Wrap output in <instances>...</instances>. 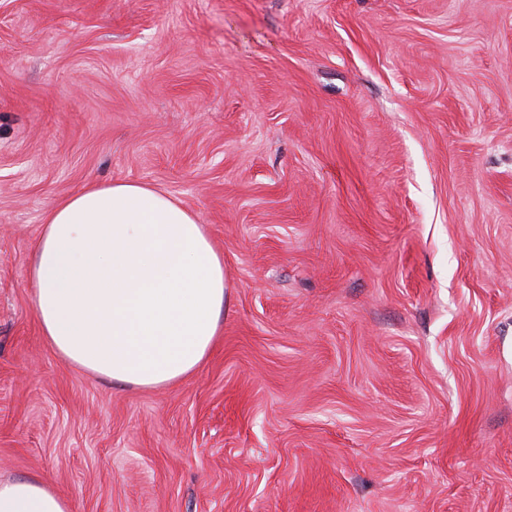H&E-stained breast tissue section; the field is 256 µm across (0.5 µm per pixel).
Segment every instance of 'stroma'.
<instances>
[{"mask_svg":"<svg viewBox=\"0 0 512 512\" xmlns=\"http://www.w3.org/2000/svg\"><path fill=\"white\" fill-rule=\"evenodd\" d=\"M166 191L229 307L176 385L41 336L47 211ZM72 512H512V0H0V478Z\"/></svg>","mask_w":512,"mask_h":512,"instance_id":"35a3bbf8","label":"stroma"}]
</instances>
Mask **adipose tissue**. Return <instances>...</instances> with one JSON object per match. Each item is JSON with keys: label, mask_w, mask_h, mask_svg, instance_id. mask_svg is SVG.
<instances>
[{"label": "adipose tissue", "mask_w": 512, "mask_h": 512, "mask_svg": "<svg viewBox=\"0 0 512 512\" xmlns=\"http://www.w3.org/2000/svg\"><path fill=\"white\" fill-rule=\"evenodd\" d=\"M36 320L65 360L122 386L195 372L228 303L207 225L165 191L92 184L58 201L31 250ZM0 512H72L38 476L0 479Z\"/></svg>", "instance_id": "obj_1"}]
</instances>
